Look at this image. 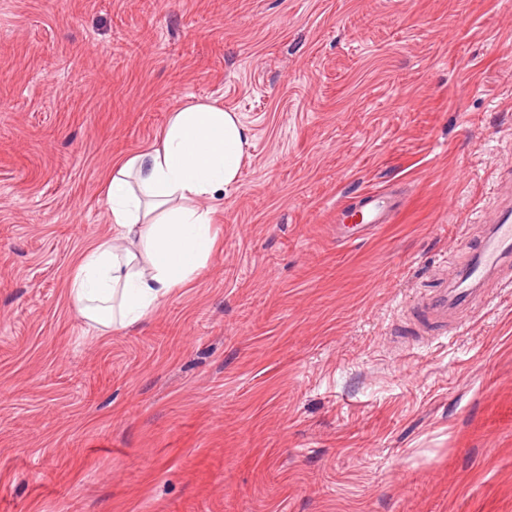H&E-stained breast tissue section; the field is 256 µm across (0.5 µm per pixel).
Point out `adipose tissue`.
<instances>
[{
    "mask_svg": "<svg viewBox=\"0 0 512 512\" xmlns=\"http://www.w3.org/2000/svg\"><path fill=\"white\" fill-rule=\"evenodd\" d=\"M249 139L237 113L198 102L116 163L105 189L112 235L81 252L67 281L97 335L138 324L195 280L215 246L209 202L237 184Z\"/></svg>",
    "mask_w": 512,
    "mask_h": 512,
    "instance_id": "adipose-tissue-1",
    "label": "adipose tissue"
}]
</instances>
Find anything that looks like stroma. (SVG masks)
<instances>
[{
  "label": "stroma",
  "instance_id": "1",
  "mask_svg": "<svg viewBox=\"0 0 512 512\" xmlns=\"http://www.w3.org/2000/svg\"><path fill=\"white\" fill-rule=\"evenodd\" d=\"M199 100L251 130L217 246L95 337L112 165ZM504 198L512 0H0V512H512V259L409 335ZM403 202L397 196L380 191L363 194L358 205L336 209V232L342 239H359L374 234L380 224H390Z\"/></svg>",
  "mask_w": 512,
  "mask_h": 512
}]
</instances>
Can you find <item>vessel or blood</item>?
<instances>
[{"label": "vessel or blood", "instance_id": "obj_1", "mask_svg": "<svg viewBox=\"0 0 512 512\" xmlns=\"http://www.w3.org/2000/svg\"><path fill=\"white\" fill-rule=\"evenodd\" d=\"M403 202L397 196L380 191L363 194L358 205L341 206L336 210V232L342 239H359L374 234L380 225L391 223ZM512 257V209H496L490 220V231L471 260L456 266L453 288L427 298L420 307L422 321L447 317L469 307L473 284L483 282L491 272L500 270Z\"/></svg>", "mask_w": 512, "mask_h": 512}]
</instances>
